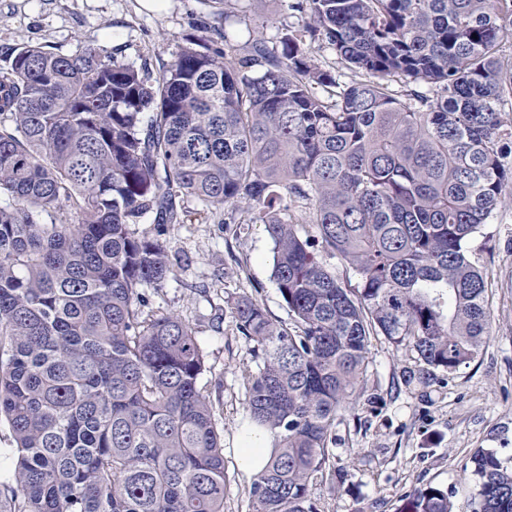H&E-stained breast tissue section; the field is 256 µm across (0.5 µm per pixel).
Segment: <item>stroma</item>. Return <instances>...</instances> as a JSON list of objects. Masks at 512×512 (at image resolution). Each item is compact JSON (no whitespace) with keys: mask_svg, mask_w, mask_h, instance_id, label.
Wrapping results in <instances>:
<instances>
[{"mask_svg":"<svg viewBox=\"0 0 512 512\" xmlns=\"http://www.w3.org/2000/svg\"><path fill=\"white\" fill-rule=\"evenodd\" d=\"M300 24L288 0H236L227 18L213 0H163L159 9L150 0H0V49L48 45L72 54L90 45L156 76L202 26H222L243 50L257 37L276 44L282 29ZM165 236L178 259L174 274L145 294L196 332L206 361L200 386L224 441V512H249L253 475L236 448L251 425L245 396L256 363L229 305L246 294L272 319L289 322L272 278L273 243L260 224L188 221L166 225ZM470 250L488 281L484 349L445 373L373 337L366 375L331 431L330 466L342 476L311 489L318 512H400L430 485L452 491L456 512H470L474 451L512 457V203L494 210Z\"/></svg>","mask_w":512,"mask_h":512,"instance_id":"stroma-1","label":"stroma"}]
</instances>
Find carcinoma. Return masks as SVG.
<instances>
[{
	"label": "carcinoma",
	"instance_id": "cac0c4a2",
	"mask_svg": "<svg viewBox=\"0 0 512 512\" xmlns=\"http://www.w3.org/2000/svg\"><path fill=\"white\" fill-rule=\"evenodd\" d=\"M289 8L303 24L278 45L254 39L241 54L213 28L154 79L97 47L0 51V196L12 200L0 207V423L13 459L0 512H224L196 332L141 292L174 273L161 225L183 223L180 195L205 222L265 225L293 318L246 295L230 305L258 359L249 418L274 437L251 512H317L310 491L371 337L448 373L487 343V275L469 244L512 197L499 109L512 0ZM315 43L368 79L340 85ZM472 463L473 512H512V464L494 449ZM453 508L436 486L406 504Z\"/></svg>",
	"mask_w": 512,
	"mask_h": 512
}]
</instances>
